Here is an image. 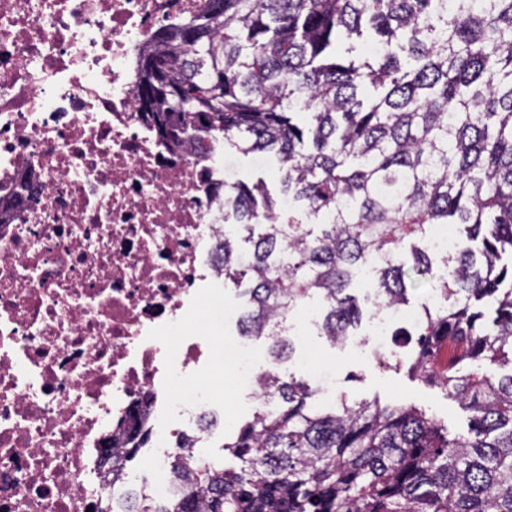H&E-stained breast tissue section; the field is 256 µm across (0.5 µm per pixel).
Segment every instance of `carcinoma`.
Instances as JSON below:
<instances>
[{"mask_svg": "<svg viewBox=\"0 0 512 512\" xmlns=\"http://www.w3.org/2000/svg\"><path fill=\"white\" fill-rule=\"evenodd\" d=\"M210 2L156 31L136 99L167 147L222 138L279 163L276 198L261 180L213 186L251 244L224 234L241 334L279 364L295 352L288 319L317 301L343 346L379 307L409 305L438 259L434 293L453 305L419 303L408 372L469 413V436L377 399L326 410L274 370L259 389L277 411L224 442L235 465H200L185 435L168 468L181 496L142 493L130 512H512V370H481L512 367V0ZM355 40L368 56L340 52ZM435 224L453 252L431 249ZM373 258L366 308L351 284Z\"/></svg>", "mask_w": 512, "mask_h": 512, "instance_id": "obj_1", "label": "carcinoma"}]
</instances>
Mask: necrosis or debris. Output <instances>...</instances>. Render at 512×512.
<instances>
[{"instance_id":"obj_1","label":"necrosis or debris","mask_w":512,"mask_h":512,"mask_svg":"<svg viewBox=\"0 0 512 512\" xmlns=\"http://www.w3.org/2000/svg\"><path fill=\"white\" fill-rule=\"evenodd\" d=\"M206 0H0V512H96L112 436L148 413H215L198 304L236 319L224 281V167L209 142L173 154L144 122L136 60ZM122 496L173 486L162 457L122 473Z\"/></svg>"}]
</instances>
